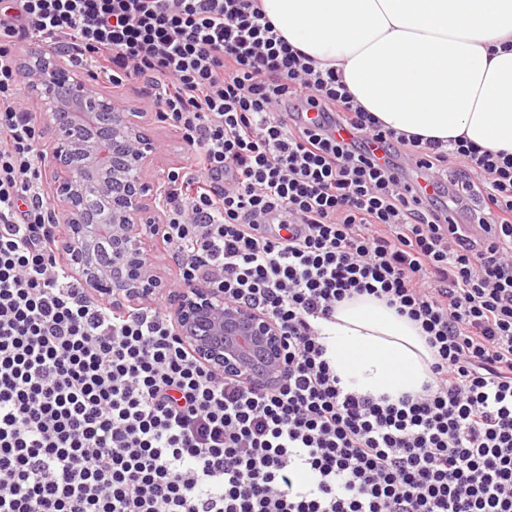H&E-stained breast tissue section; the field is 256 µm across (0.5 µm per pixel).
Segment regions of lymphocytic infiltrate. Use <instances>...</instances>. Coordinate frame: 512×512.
<instances>
[{
  "instance_id": "obj_1",
  "label": "lymphocytic infiltrate",
  "mask_w": 512,
  "mask_h": 512,
  "mask_svg": "<svg viewBox=\"0 0 512 512\" xmlns=\"http://www.w3.org/2000/svg\"><path fill=\"white\" fill-rule=\"evenodd\" d=\"M22 43L143 85L178 132L176 285L275 321L276 385L214 374L166 303L118 313L68 273ZM477 193L482 239L450 219ZM362 295L419 325L422 393L341 388L319 324ZM0 512H512V155L385 127L257 0H0Z\"/></svg>"
}]
</instances>
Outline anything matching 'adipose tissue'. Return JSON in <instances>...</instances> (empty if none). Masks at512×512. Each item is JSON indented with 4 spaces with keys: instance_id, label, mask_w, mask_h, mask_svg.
I'll list each match as a JSON object with an SVG mask.
<instances>
[{
    "instance_id": "obj_1",
    "label": "adipose tissue",
    "mask_w": 512,
    "mask_h": 512,
    "mask_svg": "<svg viewBox=\"0 0 512 512\" xmlns=\"http://www.w3.org/2000/svg\"><path fill=\"white\" fill-rule=\"evenodd\" d=\"M288 44L335 68L358 105L421 141L512 154V0H258ZM349 391L422 392L432 352L409 318L358 296L323 323Z\"/></svg>"
}]
</instances>
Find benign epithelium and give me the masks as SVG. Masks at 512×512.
<instances>
[{"label":"benign epithelium","instance_id":"1","mask_svg":"<svg viewBox=\"0 0 512 512\" xmlns=\"http://www.w3.org/2000/svg\"><path fill=\"white\" fill-rule=\"evenodd\" d=\"M29 90L51 132L47 170L63 217L59 247L87 295L115 309L166 300L186 349L213 372L253 385L281 377L284 337L267 315L224 302V289L201 281L170 293L153 260L159 236L160 182L150 176L156 147L144 130L147 113L91 89L56 52L22 56Z\"/></svg>","mask_w":512,"mask_h":512}]
</instances>
